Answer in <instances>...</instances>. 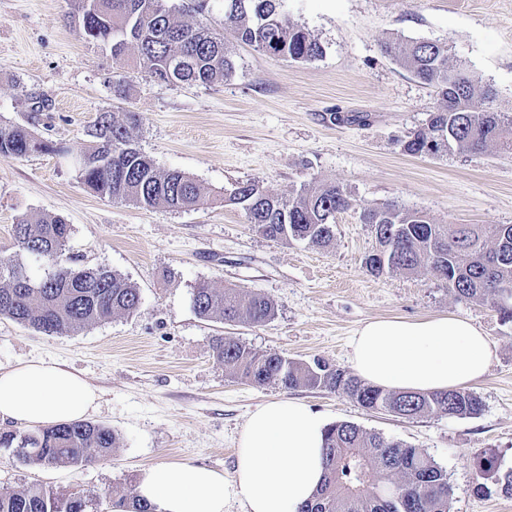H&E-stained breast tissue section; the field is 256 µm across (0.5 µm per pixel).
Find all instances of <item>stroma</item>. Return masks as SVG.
Returning a JSON list of instances; mask_svg holds the SVG:
<instances>
[{"label": "stroma", "instance_id": "1", "mask_svg": "<svg viewBox=\"0 0 512 512\" xmlns=\"http://www.w3.org/2000/svg\"><path fill=\"white\" fill-rule=\"evenodd\" d=\"M288 16L323 44L324 55L298 63L231 42L235 69L212 86L168 85L136 64L112 63L109 49L86 41L70 0H0V122L25 126L54 153L0 159V254L14 252L13 226L40 214L72 227L65 254L104 266L141 291L140 309L71 335L47 336L0 316V369L53 361L100 393L91 422L112 428L117 448L80 468L38 466L0 450V488L36 484L92 497L90 512L135 495L141 471L180 461L225 477L258 405L285 397L328 422H352L402 441L448 474L450 512H512L479 460L512 467V322L490 304L457 296L429 270L371 276L363 257L376 246L361 208L392 203L439 224H512V154L452 151L411 156L401 142L437 107L433 88L381 51L391 36L447 44L452 63L496 92L495 110L512 113V0H287ZM122 72L124 96L112 80ZM50 102L32 109V96ZM135 113L138 146L162 170L201 186L190 210L112 201L80 183L66 156L83 153L101 112ZM366 115L367 125L352 123ZM257 180L286 196L317 180L339 183L357 206L336 216L330 246L270 240L246 224L227 197ZM268 297L274 317L260 326L200 318V285ZM458 315L480 327L496 349L474 387L480 414L414 419L368 411L321 388L287 391L229 377L214 337L233 336L257 352L303 362L322 358L350 368L349 341L365 321ZM485 493H476V484Z\"/></svg>", "mask_w": 512, "mask_h": 512}]
</instances>
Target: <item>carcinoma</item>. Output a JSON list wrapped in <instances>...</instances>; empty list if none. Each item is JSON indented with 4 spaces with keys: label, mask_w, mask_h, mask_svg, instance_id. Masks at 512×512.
<instances>
[{
    "label": "carcinoma",
    "mask_w": 512,
    "mask_h": 512,
    "mask_svg": "<svg viewBox=\"0 0 512 512\" xmlns=\"http://www.w3.org/2000/svg\"><path fill=\"white\" fill-rule=\"evenodd\" d=\"M72 18L88 41L108 45L119 63L130 50L150 77L169 84L211 85L233 71L229 46L208 23L210 0H182L191 23L175 20L166 0H72ZM224 31L265 54L294 62L323 56L324 47L293 23L284 0H224ZM383 54L432 87L441 107L426 125L402 141L413 156L450 150L482 153L491 147L512 154V115L491 107L495 92L467 68L449 63L448 47L437 41L390 37ZM131 112L118 119L102 112L88 130L99 162L77 169L82 184L102 197L145 208L184 210L203 204L200 186L179 170H159L135 143ZM30 131L0 123V158L31 153ZM229 201L241 206L246 223L275 241H306L326 247L335 237L336 214L356 206L343 185L317 181L288 197L267 193L257 181L238 183ZM360 221L375 231L387 253L381 264L374 253L363 265L375 277L430 270L458 295L496 307L512 322V224H436L426 214L394 204L363 208ZM71 226L57 216L41 215L14 227L15 253L0 256V315L46 335L76 334L114 315L135 313L140 289L105 267L75 269L61 264ZM46 254L51 266L41 277L29 274L22 255ZM205 319L260 326L275 314L273 302L237 288L202 285L193 296ZM216 357L230 377L253 386L277 385L341 392L366 410H383L413 419L429 414L468 417L481 412L480 396L466 390L392 391L316 359L291 360L278 353H258L232 336H218ZM117 445L108 426L85 420L29 431H3L0 448L31 465L82 467L105 460ZM328 475L301 512H449L451 495L445 470L419 450L351 422L326 428ZM499 490L512 497V468L500 470L494 457L483 462ZM84 495L60 497L40 486L0 489V512H88ZM121 512H156L136 497L115 504Z\"/></svg>",
    "instance_id": "carcinoma-1"
}]
</instances>
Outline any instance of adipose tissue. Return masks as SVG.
<instances>
[{
  "instance_id": "adipose-tissue-1",
  "label": "adipose tissue",
  "mask_w": 512,
  "mask_h": 512,
  "mask_svg": "<svg viewBox=\"0 0 512 512\" xmlns=\"http://www.w3.org/2000/svg\"><path fill=\"white\" fill-rule=\"evenodd\" d=\"M350 362L365 382L396 391L466 389L486 373L495 350L483 331L457 316L375 319L350 340ZM99 394L76 372L45 361L0 371V423L52 425L79 420ZM326 419L307 405L277 399L257 406L239 436L236 470L224 478L182 461L145 470L140 498L156 512H300L325 472Z\"/></svg>"
}]
</instances>
